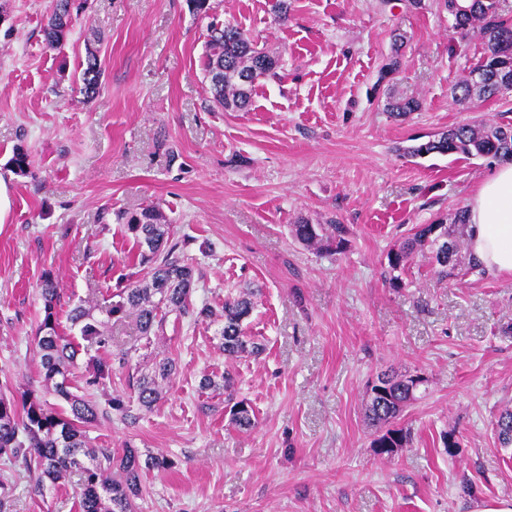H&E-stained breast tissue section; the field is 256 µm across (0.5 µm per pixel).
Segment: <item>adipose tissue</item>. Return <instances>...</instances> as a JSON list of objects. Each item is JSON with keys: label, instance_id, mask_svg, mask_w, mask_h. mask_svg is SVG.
Segmentation results:
<instances>
[{"label": "adipose tissue", "instance_id": "ef3b65f1", "mask_svg": "<svg viewBox=\"0 0 512 512\" xmlns=\"http://www.w3.org/2000/svg\"><path fill=\"white\" fill-rule=\"evenodd\" d=\"M467 246L481 269L512 276V162L480 181L468 211Z\"/></svg>", "mask_w": 512, "mask_h": 512}]
</instances>
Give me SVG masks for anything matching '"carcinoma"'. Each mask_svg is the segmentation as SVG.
<instances>
[{"instance_id":"obj_1","label":"carcinoma","mask_w":512,"mask_h":512,"mask_svg":"<svg viewBox=\"0 0 512 512\" xmlns=\"http://www.w3.org/2000/svg\"><path fill=\"white\" fill-rule=\"evenodd\" d=\"M452 18L453 33L466 38L475 33L483 40L484 52L469 75L451 91L453 101L464 103L473 97H490L512 90V24L501 17V0H443ZM71 0H54L53 9L44 25L46 42L51 47L62 43L71 23ZM206 79L215 103L226 109H243L251 99L252 87L261 79H276L280 58L257 48L253 40L238 27L227 24L213 28L207 41ZM102 69L96 55L89 54L82 64V91L86 98L98 92ZM415 96L391 94L385 109L396 119H403L421 109ZM431 154L486 157L494 161H512V126L497 124H462L403 149V155L422 158ZM118 220L137 246L139 264L149 269V278L132 282L119 289L102 304L85 300L74 303L67 319L78 329L83 340L95 347L96 354L87 358L84 383L87 389L107 390L112 382V323L135 319V339H149L163 330L167 314L190 311L196 288L194 267L181 259L178 245L170 241V225L155 206L139 212H123ZM293 237L300 243L320 249H340L346 243L347 228L342 224H311L300 220L292 225ZM463 242L452 237L447 225L421 224L413 237L388 254L389 265L397 270L405 267L417 248L432 254L442 277L458 267V254ZM44 318L35 334L43 387L49 394L63 399L68 410L53 413L29 390L20 400L0 394V456L22 467L31 477L33 490L41 495L46 484L72 481L79 512H134L135 499L142 493L143 478L151 469H166L171 461L163 456L142 458L136 448L118 452L95 448L87 434L89 424L111 412L123 420H133L132 410H149L162 397L160 381L168 379L175 362L165 358L155 364L154 373L138 370L127 374L129 395L107 399V407L71 391L70 375L78 350L74 343L58 331L55 308L60 300L59 284L45 278L40 286ZM254 292L224 300L217 314L204 305L195 316L219 322L218 348L226 360L245 354L258 355L263 345L246 336V320L254 309ZM387 394L373 393L371 385L367 418L377 427L375 448H400L407 439L401 429L388 427L411 401L413 379L388 374L377 377ZM235 377L224 370L221 381L202 376L204 389H222L232 399ZM230 422L247 430L254 421L250 406L243 400L230 407ZM496 431L501 444L512 445V410H504Z\"/></svg>"}]
</instances>
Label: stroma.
Instances as JSON below:
<instances>
[{
	"label": "stroma",
	"instance_id": "35a3bbf8",
	"mask_svg": "<svg viewBox=\"0 0 512 512\" xmlns=\"http://www.w3.org/2000/svg\"><path fill=\"white\" fill-rule=\"evenodd\" d=\"M73 0L62 45L43 28L53 0H0V383L45 395L34 342L40 285L57 280L61 334L72 301L143 279L116 215L159 207L194 266V307L221 310L255 290L246 332L264 351L226 362L215 327L169 314L133 353L175 361L165 394L129 425L101 417L92 444L173 460L147 473L137 512H473L512 498V446L496 433L512 409V277L461 268L443 278L415 251L400 284L388 253L418 225L469 208L492 162L401 149L463 123H512V92L455 103L450 91L482 56L479 36L450 29L440 0ZM232 24L280 55L244 109L216 105L205 78L211 25ZM103 69L93 99L79 76ZM400 65L387 79L380 69ZM423 105L406 119L388 93ZM24 148L31 164L9 161ZM349 229L343 251L298 243V219ZM232 368L253 410L242 431L203 375ZM423 383L395 420L403 447L379 455L365 415L382 373ZM8 512H78L71 485L37 496L0 461ZM102 69L96 55L89 54L82 64L81 80L83 83L82 91L87 99H92L98 92Z\"/></svg>",
	"mask_w": 512,
	"mask_h": 512
}]
</instances>
